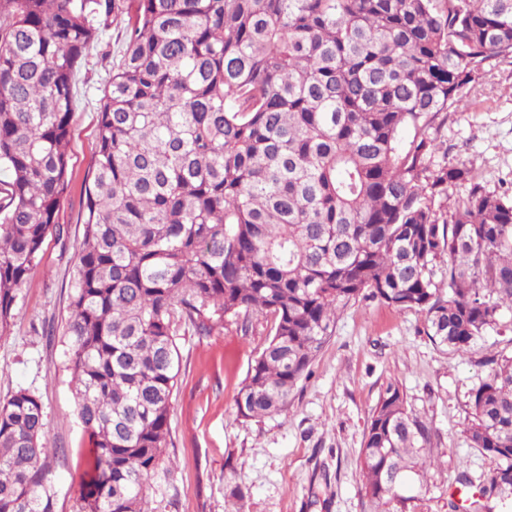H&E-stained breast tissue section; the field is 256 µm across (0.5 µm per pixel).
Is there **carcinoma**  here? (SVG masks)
<instances>
[{
	"label": "carcinoma",
	"mask_w": 512,
	"mask_h": 512,
	"mask_svg": "<svg viewBox=\"0 0 512 512\" xmlns=\"http://www.w3.org/2000/svg\"><path fill=\"white\" fill-rule=\"evenodd\" d=\"M111 17L129 37L64 325L90 438L79 512H145L169 478L185 327L271 317L236 397L248 419L288 410L365 292L425 314L453 353L512 333V191L434 162L431 134L487 62L512 58V0H0V335L57 228L78 65ZM488 362L465 427L495 461L484 495L512 491V355ZM46 434L40 396L0 403V512H57ZM430 443L389 383L360 450L368 502L400 498Z\"/></svg>",
	"instance_id": "cac0c4a2"
}]
</instances>
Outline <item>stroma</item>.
Instances as JSON below:
<instances>
[{
    "instance_id": "stroma-1",
    "label": "stroma",
    "mask_w": 512,
    "mask_h": 512,
    "mask_svg": "<svg viewBox=\"0 0 512 512\" xmlns=\"http://www.w3.org/2000/svg\"><path fill=\"white\" fill-rule=\"evenodd\" d=\"M128 39L123 22L102 27L83 60L68 156L71 181L60 202L61 235L48 236L41 264L22 285L9 332L0 336V402L15 391L40 395L48 422L58 512H76L86 481L76 450L87 438L75 415L74 383L65 368L63 329L83 235L84 182L96 149L98 108L113 64ZM437 161L472 163L491 190L512 186V59L494 60L474 84L469 106L449 113L436 132ZM425 317L367 297L339 312L336 329L313 362L288 412L240 417L236 395L267 346L270 321L250 315L210 335L177 338L178 384L170 413L174 442L169 486L148 492L151 512H370L363 496L360 449L371 409L389 383L435 436L426 467L405 500L377 512H452L460 474L479 491L493 459L463 432L471 389L488 380L485 359L512 352L488 334L468 353L436 347Z\"/></svg>"
}]
</instances>
